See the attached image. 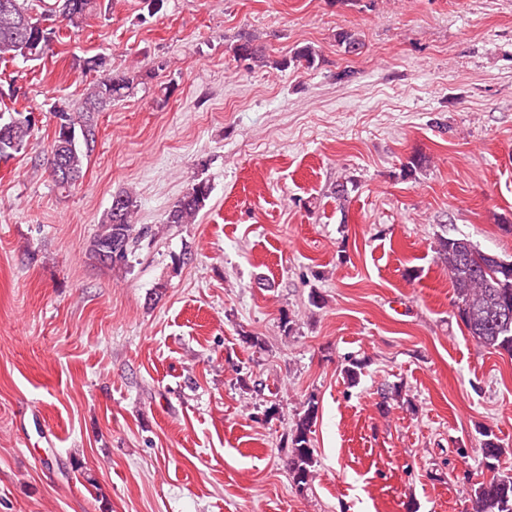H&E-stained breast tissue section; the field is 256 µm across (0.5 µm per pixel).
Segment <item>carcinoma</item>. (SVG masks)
<instances>
[{"label": "carcinoma", "mask_w": 512, "mask_h": 512, "mask_svg": "<svg viewBox=\"0 0 512 512\" xmlns=\"http://www.w3.org/2000/svg\"><path fill=\"white\" fill-rule=\"evenodd\" d=\"M96 9L97 0H55L51 7L35 17L31 0H0V62L18 57L39 59L59 33L53 24L55 19L65 22L70 29H78ZM46 21L50 25L37 27ZM335 41L348 55L358 54L364 47L358 33L351 29L337 31ZM233 53L235 58L253 66L270 64L266 46L250 33L239 35ZM317 58L313 47L302 46L290 58L275 63V67L286 69L293 65L310 69L315 66ZM82 70L95 73L96 78L90 82L80 108L54 112L55 131L45 157L46 171L64 191L74 188L83 177L84 164L91 153L88 140L95 139V114L134 89L133 78L111 71L105 61L98 62L94 56L83 61ZM35 126L30 111L11 112L6 121L0 113V161H6L21 151ZM58 156L62 157L72 174L68 182L55 178L53 159ZM429 163V157L413 155L402 164L400 177L413 179ZM211 191L208 181L195 179L168 211L165 223L172 226L195 223ZM114 197L121 200L122 206L118 211L108 210L91 241L90 252L97 259L103 246L117 243L119 251L104 267H130L142 242L152 239L153 230L148 225L137 223L138 209L131 191L122 189ZM436 252L448 269L455 295L453 304L469 335L487 349L512 356V319L503 320L504 309L512 310V260L482 252L466 238L441 236ZM316 418L317 406L311 398L303 415L283 434L285 464L292 483L300 492L308 488L312 478L315 459L311 434ZM481 453L490 476L474 489L473 512H512V475L499 473L500 443L487 437L482 443Z\"/></svg>", "instance_id": "obj_1"}]
</instances>
